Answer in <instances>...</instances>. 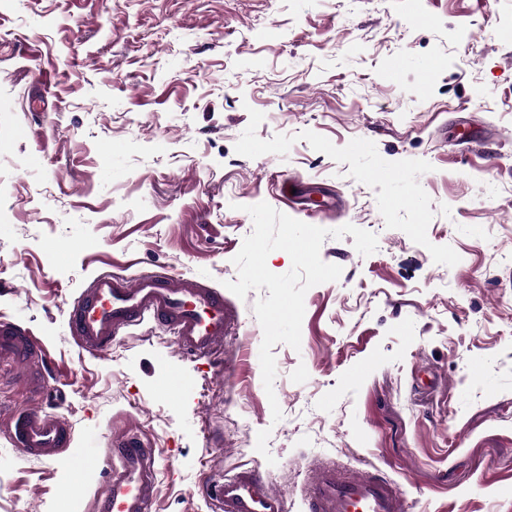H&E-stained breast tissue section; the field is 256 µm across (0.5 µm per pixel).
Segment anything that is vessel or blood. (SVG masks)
<instances>
[{
  "mask_svg": "<svg viewBox=\"0 0 512 512\" xmlns=\"http://www.w3.org/2000/svg\"><path fill=\"white\" fill-rule=\"evenodd\" d=\"M166 326L178 352L190 360H224V339L239 323L223 293L200 277L145 272L128 278L95 273L73 301L67 317L70 336L81 351L100 355L145 319ZM49 356L42 342L21 323L0 320V368L37 372L26 393V408L9 419L7 436L25 457L67 455L69 465L90 467L92 453H71L74 433L68 419L41 405L48 382ZM110 468L95 512H152L158 490V455L140 434L112 439ZM212 512H288L286 497L256 468H241L209 484ZM307 512H406L402 487L378 471L353 474L327 458L314 460L302 490Z\"/></svg>",
  "mask_w": 512,
  "mask_h": 512,
  "instance_id": "vessel-or-blood-1",
  "label": "vessel or blood"
}]
</instances>
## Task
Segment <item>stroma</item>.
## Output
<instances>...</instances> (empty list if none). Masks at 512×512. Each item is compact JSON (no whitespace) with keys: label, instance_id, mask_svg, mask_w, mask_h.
Returning a JSON list of instances; mask_svg holds the SVG:
<instances>
[{"label":"stroma","instance_id":"1","mask_svg":"<svg viewBox=\"0 0 512 512\" xmlns=\"http://www.w3.org/2000/svg\"><path fill=\"white\" fill-rule=\"evenodd\" d=\"M261 202L378 237L366 257L325 237L342 274L307 291L300 348L273 347V394L265 289L232 297L220 365L149 320L78 348L67 312L94 272L221 287ZM1 317L47 344L44 407L98 463L23 457L0 430V512H91L134 426L153 512H211L201 484L239 466L301 512L315 456L380 467L407 512H512V0H0Z\"/></svg>","mask_w":512,"mask_h":512}]
</instances>
